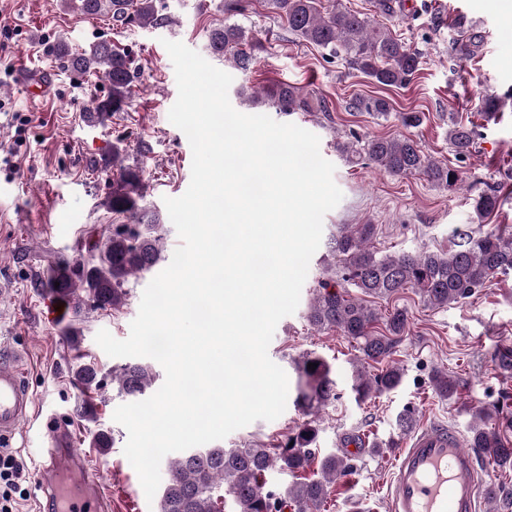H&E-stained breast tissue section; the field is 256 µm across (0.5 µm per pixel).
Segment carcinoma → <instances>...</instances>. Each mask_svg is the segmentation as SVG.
Segmentation results:
<instances>
[{"label": "carcinoma", "mask_w": 512, "mask_h": 512, "mask_svg": "<svg viewBox=\"0 0 512 512\" xmlns=\"http://www.w3.org/2000/svg\"><path fill=\"white\" fill-rule=\"evenodd\" d=\"M80 16L112 15L120 26H141L161 21L155 0H63ZM269 12L302 41L321 48L329 58L344 60L348 68L372 78L377 84L399 88L409 84L420 70L423 54L400 36L384 29L368 16L342 5L340 0H263ZM260 44L243 27L218 23L209 33L210 51L234 64L243 72L254 64V50ZM73 70L95 74L110 85L107 98L95 99L91 112H123L134 88L136 60L132 53L117 50L100 41L68 63ZM281 112H327L329 103L322 96L306 94L284 81L256 90ZM351 108L388 118L391 104L382 97L356 96ZM475 130L448 114V144L456 156L470 153ZM336 150L350 164L363 161L393 177L414 174L424 176L432 185L450 192L463 187L462 172L423 153L410 135H372L342 141ZM145 188L138 169L119 166L112 196L105 202L112 215L122 223L112 225L104 244H88V258L77 273L57 278V290L80 310V297L91 298L98 309H117L125 300L123 284L137 273L151 269L161 254L157 236L159 214L142 204ZM472 208L481 220L496 214L501 205L496 191H483L471 197ZM374 224H339L328 242L335 266L330 277L317 282L308 308L307 319L318 330L340 333L358 345L364 361L387 363L372 377L355 369L352 391L363 400L396 389L403 380V369L392 360L408 328V314L394 308L384 316L365 303L372 297L390 300L411 288L423 302L442 308L459 304L499 275L512 271V234L469 230L460 233V242L447 251L421 249L398 255L382 254L374 246ZM341 280L344 290H336ZM355 288L361 297L350 296ZM317 364L310 370L307 365ZM296 406L305 414L336 399L330 364L319 355L303 357L298 366ZM75 378L86 388L98 385L97 371L83 364ZM154 380L150 365L124 364L112 376L118 394L138 398ZM436 392L452 397L458 381L445 372L432 377ZM491 414L478 410L470 427L468 447L499 466L512 465V441L499 425L490 422ZM318 429L309 422L281 440L255 443L245 448L196 449L168 466V479L160 501V512H224V489L233 497L235 512H321L330 485L350 471V464L338 454L319 456L316 447ZM318 466V478L298 482L285 492L268 489L263 478L279 467L292 474H303Z\"/></svg>", "instance_id": "cac0c4a2"}]
</instances>
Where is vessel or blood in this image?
I'll use <instances>...</instances> for the list:
<instances>
[{
	"label": "vessel or blood",
	"mask_w": 512,
	"mask_h": 512,
	"mask_svg": "<svg viewBox=\"0 0 512 512\" xmlns=\"http://www.w3.org/2000/svg\"><path fill=\"white\" fill-rule=\"evenodd\" d=\"M34 409L22 358L0 343V444L10 440ZM50 446L38 469L39 512H112L102 475L74 446L71 429L45 425ZM476 455L451 427L414 430L396 449L386 481L389 512H479L484 495Z\"/></svg>",
	"instance_id": "1"
}]
</instances>
